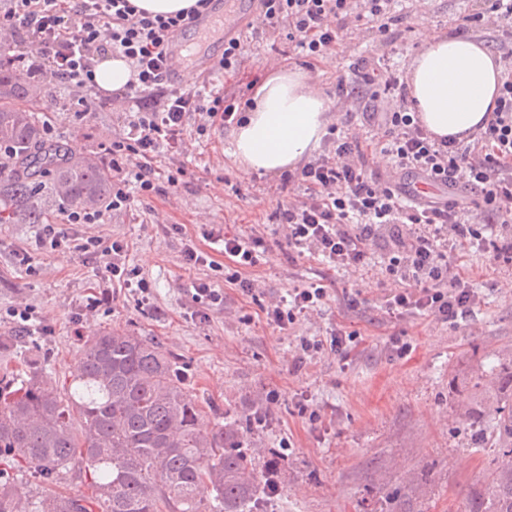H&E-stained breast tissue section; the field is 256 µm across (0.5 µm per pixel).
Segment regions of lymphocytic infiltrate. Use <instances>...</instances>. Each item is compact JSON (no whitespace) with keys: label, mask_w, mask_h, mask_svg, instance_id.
Returning <instances> with one entry per match:
<instances>
[{"label":"lymphocytic infiltrate","mask_w":512,"mask_h":512,"mask_svg":"<svg viewBox=\"0 0 512 512\" xmlns=\"http://www.w3.org/2000/svg\"><path fill=\"white\" fill-rule=\"evenodd\" d=\"M210 0L189 9L153 14L131 0H7L0 10V31L8 39L0 56L19 64L32 84L55 79L67 87L94 91L99 55L126 59L132 75L115 98L128 105L127 126L100 147L112 173V194L106 205L73 207L64 224H45L36 236L38 247L87 257H113V276L148 291L137 269L119 263L124 241L103 244L94 236L70 232L73 224H98L108 211L129 207L135 196L155 192L154 162L163 152L181 151L184 134L196 117L223 126L240 123L248 108L242 96L204 100L200 90L173 86L165 47L177 31L204 13ZM398 0H260L272 31H286L307 57L338 51L349 22L387 34L399 17ZM347 82L367 89L373 100L389 102V110L366 112L364 124H381L382 141L345 131L336 137L333 156L308 162L286 174L284 184L299 183L305 195L279 204L277 216L295 247L341 269L365 263L367 240L381 243L385 270L396 282L386 305L392 318L431 313L448 323L466 317L476 294L466 277L451 270L448 246L474 248L495 262H512V236L496 229L512 223V66L498 88L493 117L471 144L434 137L410 112L407 88L398 69L354 59ZM381 151L392 161L389 177L368 173L369 152ZM448 189L444 198H419L416 180ZM479 222H472V215ZM224 255L234 265L225 280L251 292L253 283L241 271L259 262L257 237L225 236ZM327 296L324 283L294 289L288 304L267 310L272 323L283 327L298 314L315 310Z\"/></svg>","instance_id":"lymphocytic-infiltrate-1"}]
</instances>
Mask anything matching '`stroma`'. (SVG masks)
Returning <instances> with one entry per match:
<instances>
[{
    "label": "stroma",
    "instance_id": "stroma-1",
    "mask_svg": "<svg viewBox=\"0 0 512 512\" xmlns=\"http://www.w3.org/2000/svg\"><path fill=\"white\" fill-rule=\"evenodd\" d=\"M484 8V0H403L402 19L387 35L349 29L344 53L313 62L286 38H269L257 16L258 36L244 45L248 65L215 76L206 92H242L297 68L329 96L335 125L358 133L355 104L336 93L353 58L407 69L426 34L454 30ZM22 107L36 117L52 113L58 141L76 158L98 155L123 128L121 104L102 103L97 94L78 104L54 80ZM229 139L219 126L187 133L186 154L159 159L161 169L183 168L176 186L159 179L157 193L108 212L103 223L75 225L82 235L127 242L124 262L139 269L149 294L113 279L109 257L42 251L35 247L39 225L0 224V368L19 367L34 351L61 383L95 333L117 328L151 337L177 357L193 393L212 404L203 423L216 411L266 410L270 424L256 434V450L286 453L275 512H472L503 461L489 431L496 405L485 379L491 362L512 352V264H491L476 250L449 251L451 269L472 275V312L453 325L433 314L390 318L385 305L395 284L378 243L365 265L347 271L300 254L275 216L300 187L279 194L273 187L280 176L241 172ZM210 230L262 238L260 262L248 271L252 293L225 281L222 248L203 237ZM190 241L208 263L184 265ZM20 250L30 251L31 267L18 264ZM322 279L331 286L321 306L286 327L270 323L268 307ZM199 282L210 283L223 303L193 298ZM103 293L108 301L91 307ZM24 307L35 330L21 342L10 312ZM339 328L356 334L344 353L326 348L296 364L301 338L326 341ZM398 341L408 344L405 354H397ZM271 393L276 402L268 401ZM464 404L470 416H459ZM304 406L319 413L317 422L301 414ZM480 427L486 435L478 445L472 435Z\"/></svg>",
    "mask_w": 512,
    "mask_h": 512
}]
</instances>
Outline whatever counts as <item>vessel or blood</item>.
I'll use <instances>...</instances> for the list:
<instances>
[{
    "instance_id": "obj_1",
    "label": "vessel or blood",
    "mask_w": 512,
    "mask_h": 512,
    "mask_svg": "<svg viewBox=\"0 0 512 512\" xmlns=\"http://www.w3.org/2000/svg\"><path fill=\"white\" fill-rule=\"evenodd\" d=\"M255 5L256 0H212L207 13L172 36L166 46L171 81H178L181 71L189 66L204 76L213 72L219 60L217 44L226 36L244 35Z\"/></svg>"
}]
</instances>
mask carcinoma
<instances>
[{"label":"carcinoma","mask_w":512,"mask_h":512,"mask_svg":"<svg viewBox=\"0 0 512 512\" xmlns=\"http://www.w3.org/2000/svg\"><path fill=\"white\" fill-rule=\"evenodd\" d=\"M29 96L25 73L0 65V140L14 145L18 164L0 175V224L40 223L39 190L68 207L101 204L112 191L95 158L65 161L64 149L37 143L34 118L17 107ZM495 370L490 387L507 462L476 512H512V354ZM200 414L177 359L152 338L116 329L86 341L64 392L42 363L6 370L0 456L17 475H0V512H268L280 495L282 455L256 457L250 433L262 417L224 413L203 428ZM75 469L89 493L40 490Z\"/></svg>","instance_id":"carcinoma-1"}]
</instances>
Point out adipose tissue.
Listing matches in <instances>:
<instances>
[{"instance_id": "ef3b65f1", "label": "adipose tissue", "mask_w": 512, "mask_h": 512, "mask_svg": "<svg viewBox=\"0 0 512 512\" xmlns=\"http://www.w3.org/2000/svg\"><path fill=\"white\" fill-rule=\"evenodd\" d=\"M501 65L480 41L429 35L411 59L410 96L436 137L469 140L495 107ZM331 100L296 69L280 70L255 90L245 118L230 134V155L246 173L295 169L319 146Z\"/></svg>"}]
</instances>
